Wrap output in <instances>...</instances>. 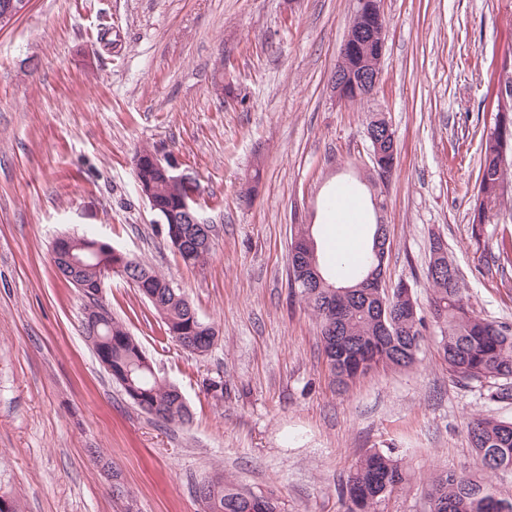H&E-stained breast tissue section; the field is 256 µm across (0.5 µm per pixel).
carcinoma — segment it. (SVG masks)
<instances>
[{
    "label": "carcinoma",
    "instance_id": "carcinoma-1",
    "mask_svg": "<svg viewBox=\"0 0 512 512\" xmlns=\"http://www.w3.org/2000/svg\"><path fill=\"white\" fill-rule=\"evenodd\" d=\"M377 20L363 11L351 16L348 29L374 34ZM375 43L348 55L338 68L346 75H358L374 55ZM512 163V112L497 118L489 133L481 136L480 164L476 179V204L470 216L474 233L498 216L507 166ZM493 207L484 210L485 201ZM296 237L306 239L310 249L301 254L302 264L319 263L316 243L303 226ZM212 246L201 241L180 254L187 266L201 263ZM434 246H429L426 279L432 286L431 307L440 329L442 360L449 376L457 382H488L496 385L493 398L512 399V327L476 313L460 288L448 287L458 267L450 258L433 264ZM376 238L360 251L350 281L340 283L328 274L324 288H302L307 306L316 317L323 353L334 381L340 385L382 366L409 369L419 362L426 317L412 300L385 302L386 289L360 288L362 277L379 266ZM131 276L141 281L138 290L147 298L163 323L165 338L181 340L187 351L202 356L215 342V330L205 323L188 300L152 267L132 258ZM181 336L175 337L173 333ZM98 360L118 384L132 383L127 395L146 413L164 423L184 426L190 411L181 391L145 368L146 354L139 342L115 318L103 321L98 335L88 337ZM468 432L480 463L492 474L512 471V422L480 415L469 422ZM409 474L391 451L366 454L349 470L339 492L347 512H374L381 498L402 488ZM207 512H277L274 499L255 497L220 475L205 478ZM430 512H512V501L497 497L490 488L455 472L434 474L429 483Z\"/></svg>",
    "mask_w": 512,
    "mask_h": 512
}]
</instances>
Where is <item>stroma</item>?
<instances>
[{
    "label": "stroma",
    "mask_w": 512,
    "mask_h": 512,
    "mask_svg": "<svg viewBox=\"0 0 512 512\" xmlns=\"http://www.w3.org/2000/svg\"><path fill=\"white\" fill-rule=\"evenodd\" d=\"M353 0H30L0 32V495L20 512H204L194 487L220 473L277 499L280 512H346L351 466L393 449L410 471L375 512H429L442 470L512 500V471L487 474L468 437L481 413L512 421L493 384L452 380L430 326L419 363L380 369L341 390L317 324L289 284L290 243L309 224L330 249L324 201L365 179L367 111L386 114L397 166L385 186V285L407 283L429 314L424 275L443 236L465 293L512 324V267L494 255L512 233V168L496 222L473 234L480 138L493 128L496 82L512 55V0H381L382 80L362 103L328 82ZM234 82L247 104L214 91ZM173 153L200 187L214 227L202 265H185L141 198L134 160ZM261 169L257 197L239 191ZM93 235L182 288L218 339L197 356L161 342L163 326L131 283L103 302L176 384L192 421L152 419L98 361L86 302L57 278L62 233ZM224 384L214 398L209 382ZM111 464L127 498H113Z\"/></svg>",
    "instance_id": "35a3bbf8"
}]
</instances>
